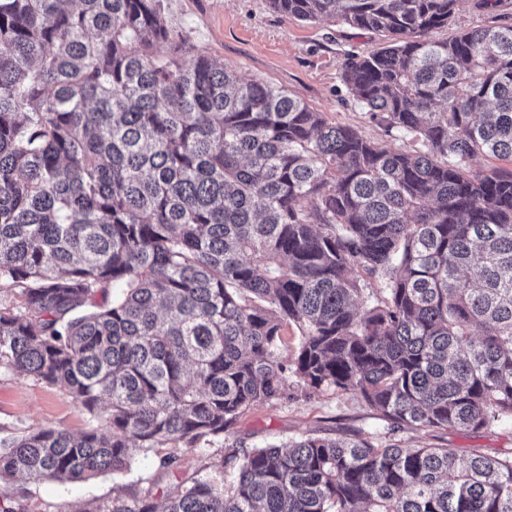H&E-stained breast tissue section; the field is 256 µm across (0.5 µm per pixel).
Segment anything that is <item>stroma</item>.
<instances>
[{"label": "stroma", "instance_id": "1", "mask_svg": "<svg viewBox=\"0 0 512 512\" xmlns=\"http://www.w3.org/2000/svg\"><path fill=\"white\" fill-rule=\"evenodd\" d=\"M163 14L184 45L183 60L192 62L205 52L247 81L282 88L329 122L347 125L376 141L386 131L372 123L340 80L348 56L382 47L384 36L363 33L340 22H301L285 17L268 0H162ZM512 24V0L497 11L476 8L475 0H459L454 24L429 32L442 41L461 30ZM88 417L64 391L33 377L0 368V441L12 440L44 428L77 434ZM359 434L379 445L401 448L439 446L461 454L512 453V422L498 421L478 433L453 430L415 431L396 428L369 409L352 391L315 390L294 383L288 395L245 411L224 435L197 448L174 447L137 455L129 469L86 481L61 483H0V494L19 496L24 512H66L70 505L89 500L140 494L151 488L159 459L177 457L184 473L222 463L231 450L244 451L269 444L282 445L306 437L336 438Z\"/></svg>", "mask_w": 512, "mask_h": 512}]
</instances>
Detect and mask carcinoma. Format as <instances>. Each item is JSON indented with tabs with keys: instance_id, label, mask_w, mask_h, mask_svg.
<instances>
[{
	"instance_id": "obj_1",
	"label": "carcinoma",
	"mask_w": 512,
	"mask_h": 512,
	"mask_svg": "<svg viewBox=\"0 0 512 512\" xmlns=\"http://www.w3.org/2000/svg\"><path fill=\"white\" fill-rule=\"evenodd\" d=\"M160 2L0 0V368L89 415L0 448V481L194 448L293 378L418 430L512 419V171L471 169L512 160V24L436 42L458 0H269L388 37L340 79L399 147L185 64ZM224 464L227 490L72 512H512V455L309 437Z\"/></svg>"
}]
</instances>
